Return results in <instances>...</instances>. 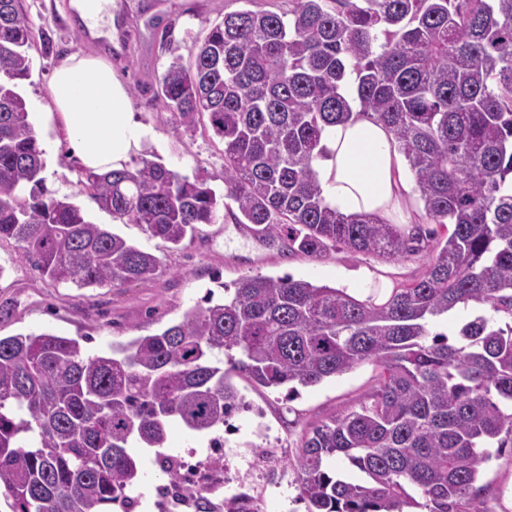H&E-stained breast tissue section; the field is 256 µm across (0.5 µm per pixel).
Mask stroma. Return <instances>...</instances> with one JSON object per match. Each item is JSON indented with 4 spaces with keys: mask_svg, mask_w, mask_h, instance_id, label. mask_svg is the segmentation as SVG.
<instances>
[{
    "mask_svg": "<svg viewBox=\"0 0 512 512\" xmlns=\"http://www.w3.org/2000/svg\"><path fill=\"white\" fill-rule=\"evenodd\" d=\"M116 24L110 62L125 86L136 121L151 129L149 141L167 168L183 175L204 172L211 185L222 188L224 144L214 135L208 117H201L193 134L178 136L173 118L152 96L172 54L191 64L195 48L224 15L245 9L282 12L288 0H114ZM37 43L30 51L31 75L20 85L44 152L45 185L55 197L70 196L93 223L104 225L142 250L160 257L164 271L153 281L117 288L77 289L51 283L34 273L14 245H0V336L50 330L80 339L95 353L113 343L161 332L181 320L206 294L223 299L227 287L246 275H292L318 285L347 289L366 298L377 289L391 288L419 277L425 258L388 260L374 255L352 257L330 253L309 258L288 251L284 242L271 241L235 223L228 208L214 224L200 225L193 239L171 249L149 237L137 224H122L98 208L77 185L79 163L72 155L59 124L50 118L53 103L49 84L55 68L74 53L103 55L101 43L81 38L72 18L70 0H23ZM169 32L170 45L161 42ZM377 369L363 363L319 385L288 396L286 388H264L245 379L236 385L245 397L246 411L237 419L241 448L269 452L274 469L252 493H263L265 512H307L299 498L294 463L300 437L310 424L357 406L374 384ZM485 512H512V449L503 448L479 480Z\"/></svg>",
    "mask_w": 512,
    "mask_h": 512,
    "instance_id": "obj_1",
    "label": "stroma"
}]
</instances>
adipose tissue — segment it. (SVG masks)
Wrapping results in <instances>:
<instances>
[{
    "instance_id": "1",
    "label": "adipose tissue",
    "mask_w": 512,
    "mask_h": 512,
    "mask_svg": "<svg viewBox=\"0 0 512 512\" xmlns=\"http://www.w3.org/2000/svg\"><path fill=\"white\" fill-rule=\"evenodd\" d=\"M57 120L80 165L96 173L123 168L152 137L136 122L126 88L99 56L72 55L54 71L50 84ZM325 151L314 166L327 201L347 216L382 219L398 213L406 190L403 157L392 133L360 113L327 127Z\"/></svg>"
}]
</instances>
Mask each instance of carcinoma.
Returning <instances> with one entry per match:
<instances>
[{
	"label": "carcinoma",
	"mask_w": 512,
	"mask_h": 512,
	"mask_svg": "<svg viewBox=\"0 0 512 512\" xmlns=\"http://www.w3.org/2000/svg\"><path fill=\"white\" fill-rule=\"evenodd\" d=\"M33 33L21 0H0V244L38 275L78 289L154 280L162 260L50 195L19 82ZM356 89L344 92L348 70ZM175 134L208 114L224 142V195L147 158L79 171L102 210L177 248L232 201L242 223L311 258L407 259L420 277L383 296L292 276H246L233 296L187 310L154 335L90 354L49 331L0 337V489L11 512H112L178 422L223 436L245 406L232 382L316 386L356 366L378 374L356 409L304 431L295 468L308 512H483L489 448L512 445V0H289L286 12L224 15L190 66L159 78ZM359 108L393 134L423 204L418 224L348 217L316 178L322 133ZM450 225L446 239L432 225ZM484 306L453 337L434 330ZM229 368H224V365ZM346 460L359 480L336 477ZM424 499L420 503L414 494Z\"/></svg>",
	"instance_id": "1"
}]
</instances>
